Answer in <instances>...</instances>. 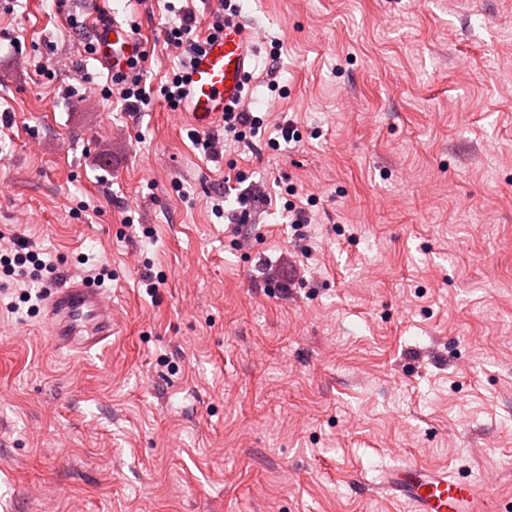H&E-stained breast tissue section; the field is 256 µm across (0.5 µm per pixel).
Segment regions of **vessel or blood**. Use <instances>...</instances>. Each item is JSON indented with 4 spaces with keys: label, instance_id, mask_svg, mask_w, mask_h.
<instances>
[{
    "label": "vessel or blood",
    "instance_id": "obj_1",
    "mask_svg": "<svg viewBox=\"0 0 512 512\" xmlns=\"http://www.w3.org/2000/svg\"><path fill=\"white\" fill-rule=\"evenodd\" d=\"M91 30L95 55L113 79L131 77V63L143 59L144 44L110 11L108 0H94ZM255 48L253 32L239 21L204 39L187 69L182 105L196 128L214 127L223 120L225 108L242 98L254 72ZM44 318L55 349L87 355L104 348L112 337V296L95 282L72 280L49 289ZM379 490L410 512H495L490 482L461 481L448 471L422 465L389 468Z\"/></svg>",
    "mask_w": 512,
    "mask_h": 512
}]
</instances>
